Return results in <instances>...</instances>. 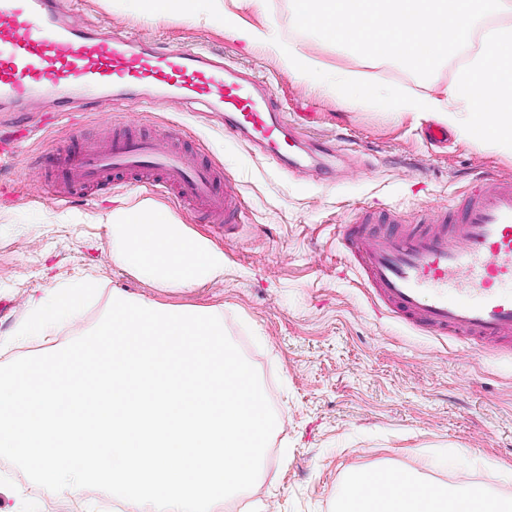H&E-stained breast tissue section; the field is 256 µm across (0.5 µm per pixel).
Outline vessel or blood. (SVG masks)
<instances>
[{
	"label": "vessel or blood",
	"instance_id": "b4317fda",
	"mask_svg": "<svg viewBox=\"0 0 512 512\" xmlns=\"http://www.w3.org/2000/svg\"><path fill=\"white\" fill-rule=\"evenodd\" d=\"M64 86L92 95L112 87L133 103L141 89H165L222 110L240 139L290 157L287 128L256 77L200 52L137 45L63 21L56 0H0V103L43 112L49 92ZM28 136L22 124L0 133V160L12 159ZM58 171L57 201L120 175L158 180L225 228L242 217L223 169L187 150L174 131L110 129L67 150ZM398 223L402 231L383 232ZM338 242L382 311L432 335L512 348V177L484 179L453 205L422 209L407 224L398 212L363 209L355 223L340 225Z\"/></svg>",
	"mask_w": 512,
	"mask_h": 512
}]
</instances>
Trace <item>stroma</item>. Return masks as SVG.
Wrapping results in <instances>:
<instances>
[{
    "instance_id": "obj_1",
    "label": "stroma",
    "mask_w": 512,
    "mask_h": 512,
    "mask_svg": "<svg viewBox=\"0 0 512 512\" xmlns=\"http://www.w3.org/2000/svg\"><path fill=\"white\" fill-rule=\"evenodd\" d=\"M239 25L273 29L328 69L365 80L443 95L460 62L451 56L427 79L401 64L369 61L300 32L291 0H268L258 12L224 0ZM82 19L146 44L223 56L264 80L289 119L307 114L305 135L338 152L334 177L319 180L315 158L296 149L295 165L260 152L224 129V115L163 95L130 106L117 99L83 103L57 123L29 118L31 136L17 157L0 162V183L19 172L53 176L59 155L101 129L179 130L189 146L221 166L242 203L232 235L178 199L135 181L102 185L86 196L51 202L18 187L0 193V338L26 314L27 298L84 271L105 291L120 290L158 306H220L224 329L257 370L279 419L262 472L236 512H336L344 477L353 470L416 467L447 483L457 471L491 494L512 497V350L472 349L379 313L337 241L339 225L363 207L394 209L407 219L423 207L452 205L488 175L512 177V155L449 133L427 138L431 117H396L296 80L260 46L249 49L224 29L184 18H157L115 0H74ZM170 213L188 232L224 253V276L192 288H158L115 265L104 229L86 214L140 204ZM0 512H72L65 498L36 496L27 476L0 459Z\"/></svg>"
}]
</instances>
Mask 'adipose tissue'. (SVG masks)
Returning <instances> with one entry per match:
<instances>
[{"label":"adipose tissue","instance_id":"1","mask_svg":"<svg viewBox=\"0 0 512 512\" xmlns=\"http://www.w3.org/2000/svg\"><path fill=\"white\" fill-rule=\"evenodd\" d=\"M90 223L103 227L112 243V261L163 287L187 288L222 277L224 254L180 227L176 219L151 206L97 213ZM393 491L377 497L366 487L365 471L350 472L336 512H512V499L488 495L477 487L454 495L425 494L413 468L385 469Z\"/></svg>","mask_w":512,"mask_h":512}]
</instances>
